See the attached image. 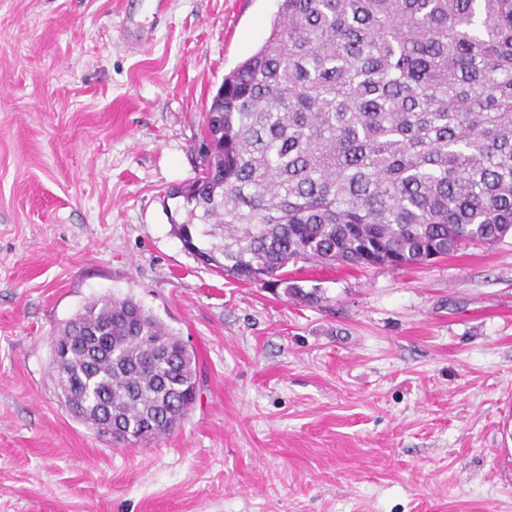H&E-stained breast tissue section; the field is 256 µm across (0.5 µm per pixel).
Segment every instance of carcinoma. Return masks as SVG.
Listing matches in <instances>:
<instances>
[{
  "mask_svg": "<svg viewBox=\"0 0 512 512\" xmlns=\"http://www.w3.org/2000/svg\"><path fill=\"white\" fill-rule=\"evenodd\" d=\"M183 245L245 282L291 261L401 266L512 231V0H278L261 46L224 76ZM53 363L88 422L133 443L195 403L192 356L131 298L85 305ZM152 416L151 433L141 434Z\"/></svg>",
  "mask_w": 512,
  "mask_h": 512,
  "instance_id": "obj_1",
  "label": "carcinoma"
}]
</instances>
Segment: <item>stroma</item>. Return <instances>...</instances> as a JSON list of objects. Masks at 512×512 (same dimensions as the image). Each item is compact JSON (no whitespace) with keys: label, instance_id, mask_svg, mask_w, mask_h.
Here are the masks:
<instances>
[{"label":"stroma","instance_id":"stroma-1","mask_svg":"<svg viewBox=\"0 0 512 512\" xmlns=\"http://www.w3.org/2000/svg\"><path fill=\"white\" fill-rule=\"evenodd\" d=\"M277 0H0V512H512V236L400 269L240 281L186 251L166 192ZM313 292L291 294L290 285ZM131 298L194 356L171 433L74 419L52 341Z\"/></svg>","mask_w":512,"mask_h":512}]
</instances>
